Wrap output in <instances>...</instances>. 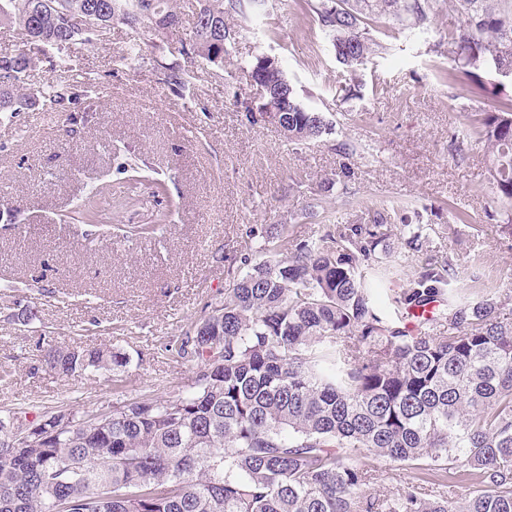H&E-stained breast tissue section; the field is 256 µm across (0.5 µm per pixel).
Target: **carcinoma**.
<instances>
[{
  "instance_id": "cac0c4a2",
  "label": "carcinoma",
  "mask_w": 512,
  "mask_h": 512,
  "mask_svg": "<svg viewBox=\"0 0 512 512\" xmlns=\"http://www.w3.org/2000/svg\"><path fill=\"white\" fill-rule=\"evenodd\" d=\"M196 2L176 51L222 63L237 39L224 14L242 11L243 0ZM450 3L460 15L445 37L456 67L472 81H512V0H315L311 11L352 70L382 47L370 34L378 19L426 30ZM88 18L103 35L125 25L129 54L185 96L189 80L167 62L169 34L182 26L171 0H0V29L24 38L23 50L0 53L1 115L39 100L64 110L88 97L89 79L26 87L45 47L91 41ZM262 82L280 90L272 107L285 111L289 142L326 133L282 69ZM474 142L486 146L487 179L502 205L489 219L512 235L511 102L475 114L450 135V151L462 159ZM167 218L140 230L114 224L112 236L153 233ZM72 220L109 224L91 200ZM396 229L408 252L429 243L427 228L404 223L395 208L296 244L283 225L251 227L266 259L243 257L246 274L176 341L177 356L194 366L191 392L117 404L104 426L68 413L39 446L0 447V512H512V290L466 298L449 258L409 274L384 263ZM383 293L391 319L378 303ZM429 307L432 318L412 333L405 314ZM45 362L67 377L126 365L110 347L52 348ZM363 453L427 483L382 498ZM450 475L472 491L459 495Z\"/></svg>"
}]
</instances>
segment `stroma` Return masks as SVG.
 <instances>
[{"mask_svg":"<svg viewBox=\"0 0 512 512\" xmlns=\"http://www.w3.org/2000/svg\"><path fill=\"white\" fill-rule=\"evenodd\" d=\"M310 5L251 0L245 13L226 14L240 35L223 64L173 54L192 77L187 102L149 64L125 58L121 24L93 44L39 56L29 84L87 72L96 91L84 101L92 120L67 149L58 146L69 128L65 112L39 103L0 116V190L10 197L0 210V368L12 374L0 384V411L20 408L31 421L51 409L84 417L185 392L192 368L173 346L243 275L242 255L261 259L260 240L248 235L259 224L312 238L324 225L364 222L392 205L407 223L458 229L452 238L431 234L425 254L390 237L384 248L393 265L410 272L426 257H448L467 294L512 287V237L487 218L495 203L484 149L472 145L462 160L448 152L449 130L512 99V86L496 92L448 78L453 60L432 47L458 21L450 10L427 31L384 38L385 52L348 73ZM261 55L278 60L329 133L294 145L266 119L244 120V104L260 101L244 67ZM349 85L356 95H347ZM344 142L352 154L340 152ZM129 156L157 180L139 185L137 201L116 209L114 221L138 226L169 213L163 240L110 239L100 227L61 221L93 187L122 195L116 166ZM29 308L34 318L18 322ZM103 344L126 366L66 378L44 360L53 346Z\"/></svg>","mask_w":512,"mask_h":512,"instance_id":"obj_1","label":"stroma"}]
</instances>
